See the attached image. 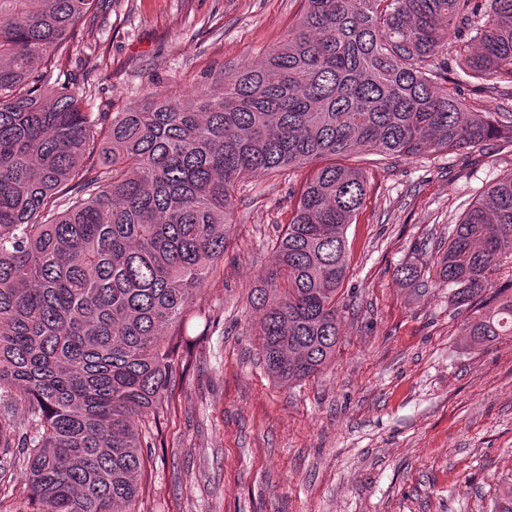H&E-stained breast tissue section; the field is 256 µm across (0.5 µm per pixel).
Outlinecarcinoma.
I'll use <instances>...</instances> for the list:
<instances>
[{"label":"carcinoma","instance_id":"1","mask_svg":"<svg viewBox=\"0 0 512 512\" xmlns=\"http://www.w3.org/2000/svg\"><path fill=\"white\" fill-rule=\"evenodd\" d=\"M102 0H0V447L17 449L38 512H127L140 492L143 417L164 414L192 305L224 256L234 189L312 167L278 237L259 359L288 388L330 367L348 275L346 231L366 182L344 160L463 153L512 112H469L460 80L512 87V0H304L259 66L125 112H86L59 71ZM454 55L457 78L440 57ZM512 171L448 229L435 282L478 345L512 336Z\"/></svg>","mask_w":512,"mask_h":512}]
</instances>
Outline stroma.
I'll list each match as a JSON object with an SVG mask.
<instances>
[{
	"mask_svg": "<svg viewBox=\"0 0 512 512\" xmlns=\"http://www.w3.org/2000/svg\"><path fill=\"white\" fill-rule=\"evenodd\" d=\"M302 0H105L73 44L67 77L89 112H122L159 93L195 101L260 63ZM367 181L347 232L341 342L331 367L290 388L256 355L248 293L270 265L307 176L249 177L235 191L224 256L199 292L178 388L132 512H502L512 480V336L460 334L465 312L436 283L430 255L512 144L464 153L350 158ZM417 264L416 286L396 277ZM11 450L0 448V512H36Z\"/></svg>",
	"mask_w": 512,
	"mask_h": 512,
	"instance_id": "35a3bbf8",
	"label": "stroma"
}]
</instances>
